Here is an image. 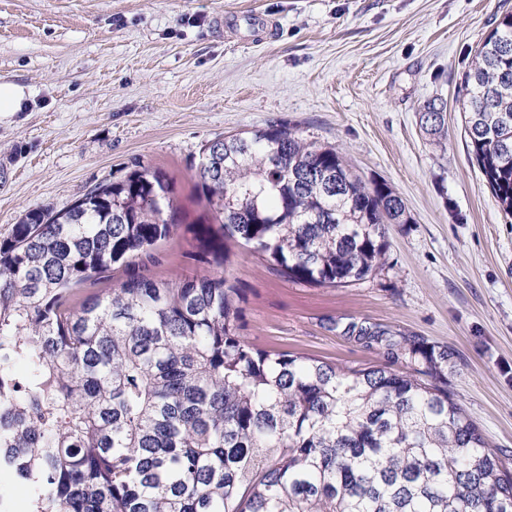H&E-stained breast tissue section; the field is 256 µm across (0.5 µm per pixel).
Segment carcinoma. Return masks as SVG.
Masks as SVG:
<instances>
[{
    "instance_id": "obj_1",
    "label": "carcinoma",
    "mask_w": 512,
    "mask_h": 512,
    "mask_svg": "<svg viewBox=\"0 0 512 512\" xmlns=\"http://www.w3.org/2000/svg\"><path fill=\"white\" fill-rule=\"evenodd\" d=\"M461 92L470 152L512 216V13ZM417 111L444 145L447 101ZM194 177L216 220L193 227L194 259L216 274L144 273L178 228L158 169L0 233V472L32 512H512V471L448 392L453 349L352 324L409 371L345 369L239 333L232 247L312 286L364 280L386 226L411 221L391 184L278 123L208 142Z\"/></svg>"
}]
</instances>
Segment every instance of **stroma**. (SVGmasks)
<instances>
[{"label":"stroma","instance_id":"stroma-1","mask_svg":"<svg viewBox=\"0 0 512 512\" xmlns=\"http://www.w3.org/2000/svg\"><path fill=\"white\" fill-rule=\"evenodd\" d=\"M512 0H0V231L131 170H162L179 224L212 213L193 167L207 142L282 123L402 197L382 270L348 287L289 280L241 249L227 274L241 334L343 368L383 362L347 332L377 325L454 349L448 388L512 469V217L467 146L464 72ZM448 103V145L417 105ZM161 242L157 280L195 274ZM24 98V87L12 82H0V112H16Z\"/></svg>","mask_w":512,"mask_h":512}]
</instances>
